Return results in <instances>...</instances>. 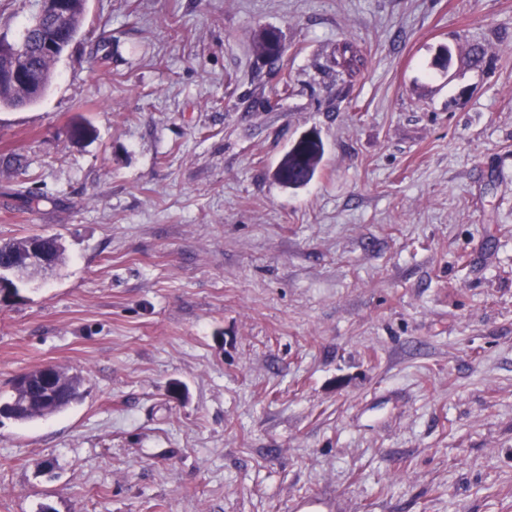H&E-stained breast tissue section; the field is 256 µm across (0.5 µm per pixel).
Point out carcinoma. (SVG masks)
Instances as JSON below:
<instances>
[{
	"label": "carcinoma",
	"mask_w": 512,
	"mask_h": 512,
	"mask_svg": "<svg viewBox=\"0 0 512 512\" xmlns=\"http://www.w3.org/2000/svg\"><path fill=\"white\" fill-rule=\"evenodd\" d=\"M85 0H72V14L68 26L60 33L62 40L73 41L78 37L84 18ZM47 25H41L29 32L30 41V80L25 85H17L8 78L10 61L0 57V106L16 107L20 103L35 104L49 89L53 66L59 59L39 48L41 33ZM255 51L271 65L281 58V52L271 43L270 33L264 28L255 39ZM325 154L324 143L318 141L293 142L279 161L275 170L276 179L287 187H300L308 184L320 168ZM32 237L9 239L0 242V261L9 254L23 255L31 245ZM45 244L55 261V269L66 262L65 247L56 237L45 239ZM40 370L34 369L17 375L12 382L10 397L0 402V417L18 423H28L36 419L58 414L79 402L84 396V378L78 371L69 372L57 369L58 385L52 394H47L41 386Z\"/></svg>",
	"instance_id": "cac0c4a2"
}]
</instances>
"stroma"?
<instances>
[{"instance_id": "1", "label": "stroma", "mask_w": 512, "mask_h": 512, "mask_svg": "<svg viewBox=\"0 0 512 512\" xmlns=\"http://www.w3.org/2000/svg\"><path fill=\"white\" fill-rule=\"evenodd\" d=\"M35 233L67 260L0 304V398L85 394L0 418V512H512V0H86L0 108ZM324 154L325 147L321 138L318 141H294L280 159L275 177L287 187L304 186L317 173ZM55 368L59 385H54L51 396L41 386L40 368L17 375L12 382L10 397L3 403L0 401V417L28 423L61 413L79 402L84 396L82 374Z\"/></svg>"}]
</instances>
